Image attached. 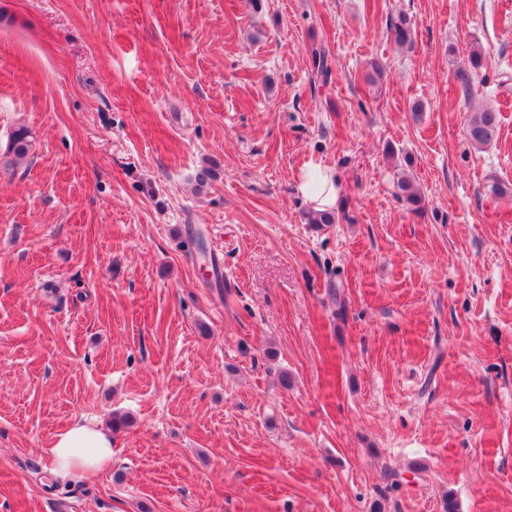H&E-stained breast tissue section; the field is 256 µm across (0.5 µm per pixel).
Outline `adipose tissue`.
I'll return each mask as SVG.
<instances>
[{
  "instance_id": "1",
  "label": "adipose tissue",
  "mask_w": 512,
  "mask_h": 512,
  "mask_svg": "<svg viewBox=\"0 0 512 512\" xmlns=\"http://www.w3.org/2000/svg\"><path fill=\"white\" fill-rule=\"evenodd\" d=\"M299 190L315 209L325 210L335 205L340 184L332 169L310 163L299 176ZM48 453L54 475L101 473L112 464V436L102 424L78 420L54 437Z\"/></svg>"
}]
</instances>
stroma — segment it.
<instances>
[{"label": "stroma", "instance_id": "1", "mask_svg": "<svg viewBox=\"0 0 512 512\" xmlns=\"http://www.w3.org/2000/svg\"><path fill=\"white\" fill-rule=\"evenodd\" d=\"M21 126L0 512H512V0H0V151ZM116 414L108 471L52 474ZM389 33L394 43L400 48L412 43L413 31L410 19L406 14L400 13L390 19ZM498 114L492 108H483L474 112L467 126V136L475 146L490 144L497 135ZM299 190L315 209L325 210L336 204L340 184L332 169L309 163L299 176ZM395 187L397 189V196L408 205L410 211L420 212L423 210L424 199L408 175L403 174L399 176Z\"/></svg>", "mask_w": 512, "mask_h": 512}]
</instances>
